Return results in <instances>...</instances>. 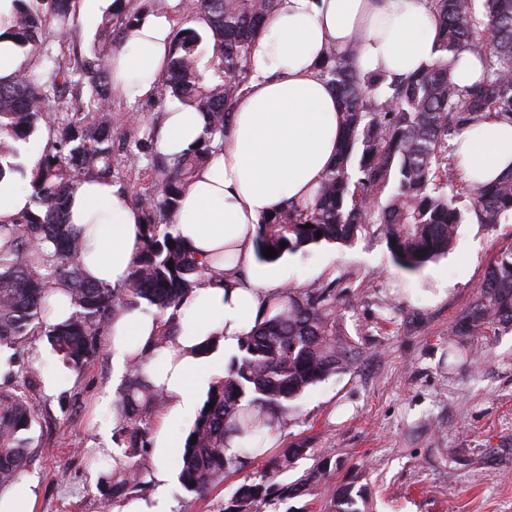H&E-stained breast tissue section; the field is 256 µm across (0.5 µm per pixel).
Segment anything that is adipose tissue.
I'll return each mask as SVG.
<instances>
[{
	"mask_svg": "<svg viewBox=\"0 0 512 512\" xmlns=\"http://www.w3.org/2000/svg\"><path fill=\"white\" fill-rule=\"evenodd\" d=\"M172 24L140 15L112 52V95L135 102L154 98L167 75ZM437 28L429 0H277L252 43L249 78L237 99L222 146L198 168L178 208L168 216L184 245L217 277L202 276L184 300L178 333L158 354L156 316L121 308L109 324L108 351L115 375L149 357V377L166 398L154 435L152 491L124 502L120 512H172L174 472L168 461L179 443L171 430L192 413L212 386L215 361L201 354L208 337L224 354L242 341L277 303L284 286L254 264V237L263 217L288 205L311 203L336 160L343 112L321 73L329 50L348 53L357 73L407 76L436 55ZM207 137V116L191 106L164 112L155 128L159 151L192 153ZM453 144L465 179L480 183L512 170V123L493 117L468 123ZM33 190L18 175L0 179V223L33 210ZM67 219L83 246L76 258L92 285L129 284L145 221L142 209L113 180L89 173L69 190Z\"/></svg>",
	"mask_w": 512,
	"mask_h": 512,
	"instance_id": "1",
	"label": "adipose tissue"
}]
</instances>
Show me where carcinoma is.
<instances>
[{
  "instance_id": "cac0c4a2",
  "label": "carcinoma",
  "mask_w": 512,
  "mask_h": 512,
  "mask_svg": "<svg viewBox=\"0 0 512 512\" xmlns=\"http://www.w3.org/2000/svg\"><path fill=\"white\" fill-rule=\"evenodd\" d=\"M14 2L13 15L0 25L8 27L19 47L36 54L39 64L20 71L10 84H0V178L7 170L25 174L18 162L19 144L29 140L51 105L57 111L59 138L32 171L37 210L13 224H0V348H15L27 337L43 334L58 358L81 372L94 361L110 310L144 300L158 315H168L153 345L159 350L173 339L181 302L209 267L200 265L177 235L160 230L155 219L176 209L196 169L208 158L212 140L190 155H150L144 170L155 179L156 189L135 196L146 226L131 283L110 288L85 282L75 263L82 241L65 219L66 194L88 172L112 177L114 131L87 119L112 110V50L121 41L122 28L140 12L123 6L109 10L90 50L67 59L53 54L45 30L54 21L60 36L69 35L66 19L73 0ZM484 2L483 20L475 13L474 0H432L438 55L406 78H362L351 56L329 52L322 74L338 94L344 121L336 164L313 203L288 206L257 225L259 261L276 263L323 242L349 245L365 227L378 224L394 263L417 271L451 249L464 221L448 192L474 196L472 212L480 224H500L512 215V171L492 183L458 184L455 147L448 145L471 121L493 116L512 122V0ZM276 3L191 0L195 16L209 30L211 58L202 63L203 36L196 29L181 30L174 41L168 87L181 103L206 113L214 133L224 134L229 124L232 105L248 79L253 40ZM462 52L477 56L484 66L481 79L471 86L452 79ZM76 101L81 106L74 107ZM386 192V205L372 211L369 200ZM283 242L287 247H281ZM269 247L277 252L273 258L264 256ZM421 250L426 254L419 255ZM58 285L64 286L74 312L62 322L49 323L43 312ZM506 324L512 325V248L497 254L473 304L451 327L448 355L470 365V337ZM358 357L357 347L342 332L332 284L288 289L286 299L266 314L208 392L179 461L182 488L202 496L262 459V470L224 499L222 512H264L263 506L273 501L320 489L328 512H363L358 506L361 494L352 484L330 483L332 456L327 452H315L305 440L273 453L263 447L264 432L287 423L294 400L352 368ZM164 404L144 365H133L116 405L121 456L99 486L106 500L147 487L148 424ZM34 421L35 409L24 395L0 389V484L19 479ZM231 436L239 444L228 457ZM301 459L314 460L306 474L289 484L276 481Z\"/></svg>"
}]
</instances>
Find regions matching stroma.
<instances>
[{
  "mask_svg": "<svg viewBox=\"0 0 512 512\" xmlns=\"http://www.w3.org/2000/svg\"><path fill=\"white\" fill-rule=\"evenodd\" d=\"M176 100L167 89L155 99L114 103L96 122L115 130L113 178L129 193L150 182L127 160V128L152 134L158 116ZM472 197L455 205L466 217L447 255L407 272L390 254L379 225L352 245L323 244L270 264L284 284L306 288L335 283L343 299L339 320L360 350L351 370L309 388L294 403L280 446L305 439L331 450L332 481L361 490L362 512H512V326L475 336L471 367L448 365V332L476 297L497 253L512 244V218L480 224ZM58 382L47 393L46 378ZM0 386L17 388L34 405L32 447L24 475L38 482L34 512H114L97 488L99 468L111 464L113 395L123 381L112 373L107 348L87 370L65 367L46 337L19 347L12 375ZM244 480L229 475L205 496L173 484L177 512H221Z\"/></svg>",
  "mask_w": 512,
  "mask_h": 512,
  "instance_id": "1",
  "label": "stroma"
}]
</instances>
